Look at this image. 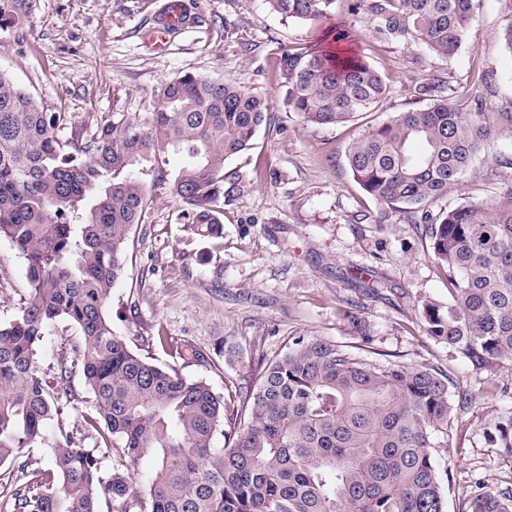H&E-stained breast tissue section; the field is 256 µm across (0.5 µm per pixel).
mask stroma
<instances>
[{
  "label": "stroma",
  "instance_id": "obj_1",
  "mask_svg": "<svg viewBox=\"0 0 512 512\" xmlns=\"http://www.w3.org/2000/svg\"><path fill=\"white\" fill-rule=\"evenodd\" d=\"M350 2L336 0V20L391 91L372 111L336 127L304 122L293 112L279 70L283 50L321 44L319 24L283 18L265 0H186L194 20L162 51L152 50L144 34L165 0H36L29 19L0 38V71L46 111L66 113L72 131L115 112L153 111L161 84L185 73L236 80L261 97L273 122L230 163L246 184L224 206L221 243L187 230L181 203L157 189L136 228L127 274L112 290V326L137 353L175 363L184 376L227 396L254 379L259 359L282 353L303 335L349 347L366 340L373 362L444 371L450 395H482L453 413L447 437L432 450L447 512H462L475 480L512 486V454L487 436L498 417L512 411V366L493 375L475 371L425 334L422 302L444 306L449 299L428 227L409 223L367 194L353 179L345 151L369 127L425 107L417 88L435 75L462 92L492 73L499 96L512 97V55L500 41L512 23V0H484L450 58L377 38ZM509 151L512 146L497 143L479 154L461 190L440 200L439 208L502 195L512 186V168L494 158ZM29 298L26 261L1 239L0 322ZM161 335L167 345L158 343ZM185 343L205 352L206 360H171L167 346ZM79 344L76 328L58 324L38 351L44 378L53 379L60 362H73ZM232 347L240 355L225 362ZM70 385L75 399L32 448L33 468H48L49 450L62 434L82 448L96 447L98 435L86 424L93 397L80 370H72Z\"/></svg>",
  "mask_w": 512,
  "mask_h": 512
}]
</instances>
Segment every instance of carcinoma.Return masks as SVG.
Listing matches in <instances>:
<instances>
[{"label": "carcinoma", "instance_id": "1", "mask_svg": "<svg viewBox=\"0 0 512 512\" xmlns=\"http://www.w3.org/2000/svg\"><path fill=\"white\" fill-rule=\"evenodd\" d=\"M299 21L330 20L336 0H266ZM35 0H0V33ZM482 0H355L382 39L457 53ZM288 100L305 122L348 123L389 93L382 73L343 49L280 55ZM434 77L418 87L426 107L397 113L352 142L347 166L376 200L429 225L445 270L448 307L422 303L426 334L477 371L512 363V189L491 205L428 204L463 185L491 143L512 144V97L483 79L461 93ZM270 119L260 97L235 81L183 74L164 82L154 111L114 112L63 137L68 117L48 112L0 72V239L28 263L30 299L0 323V464L34 478L12 493V512H446L431 449L448 433V374L372 363L320 336H299L258 380L226 401L129 346L112 328V288L127 269L130 234L164 186L194 234L219 240L224 203L243 177L227 163L251 149ZM185 164L166 167V156ZM58 322L75 327L77 354L102 430L96 451L72 437L29 471L30 448L71 402L70 370L49 386L37 351ZM490 439L512 453V413ZM120 449L112 474L100 456ZM153 474L133 480L144 457ZM466 512H512V488L476 486Z\"/></svg>", "mask_w": 512, "mask_h": 512}]
</instances>
